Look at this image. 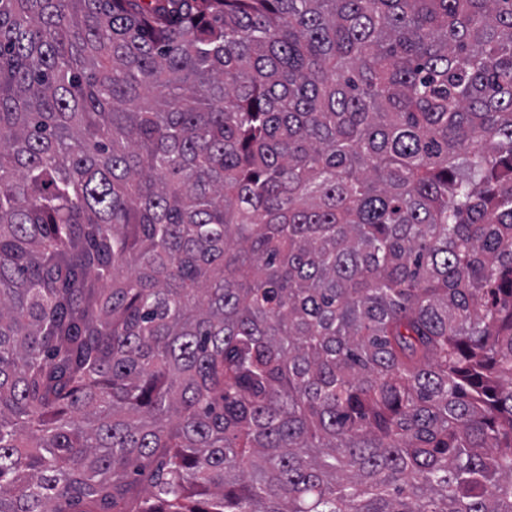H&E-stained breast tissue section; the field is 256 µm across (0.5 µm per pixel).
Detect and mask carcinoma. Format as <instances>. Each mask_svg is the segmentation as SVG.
Instances as JSON below:
<instances>
[{
	"instance_id": "carcinoma-1",
	"label": "carcinoma",
	"mask_w": 512,
	"mask_h": 512,
	"mask_svg": "<svg viewBox=\"0 0 512 512\" xmlns=\"http://www.w3.org/2000/svg\"><path fill=\"white\" fill-rule=\"evenodd\" d=\"M0 512H512V0H0Z\"/></svg>"
}]
</instances>
